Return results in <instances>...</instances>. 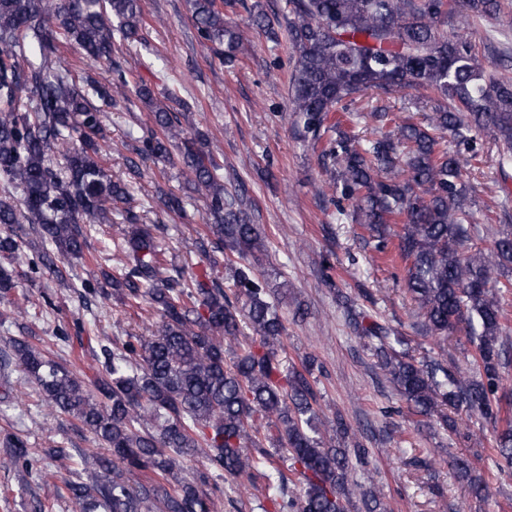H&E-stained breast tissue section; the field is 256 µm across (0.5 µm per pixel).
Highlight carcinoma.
Instances as JSON below:
<instances>
[{"instance_id":"cac0c4a2","label":"carcinoma","mask_w":512,"mask_h":512,"mask_svg":"<svg viewBox=\"0 0 512 512\" xmlns=\"http://www.w3.org/2000/svg\"><path fill=\"white\" fill-rule=\"evenodd\" d=\"M239 0H188L199 42L225 66L238 61L242 34L226 11ZM273 16L254 6L253 24L276 42L285 29L294 54L291 105L304 140L320 149L329 184L356 205L358 223L387 252L392 224L401 225L398 250L404 286L426 331L445 341L465 330L473 347L468 372L451 373L437 360L417 362L404 336L360 318L348 307L354 328L368 340L407 408L438 417L446 413L501 425L495 448L512 469V399L503 393L502 369L512 364L504 340L499 280L512 268V225L485 246L472 229L459 157L448 151L450 134L470 144L488 131L502 158L512 159V83L487 74L476 45L450 37L439 20L464 10L500 13L499 0H286ZM117 25H112V21ZM141 0H0V180L20 193L0 196V299L17 287L16 264L25 249L37 252L32 269L60 283L66 262L84 255L94 224L120 217L126 243L113 274L84 284L85 306L111 294L130 307L149 305L157 316L150 336H131L94 353L92 375L73 371L28 337L7 341L0 369L14 365L39 387L49 405L76 420L106 452L94 459L89 481H68L76 512H214L206 487L215 478H261L271 509L264 512H347L361 496L366 512H390L373 491L349 476L348 434L340 416L323 430L312 371L315 359L287 369V328L255 273L265 258L260 228L251 223L240 194L224 189L222 165L201 135L186 136L167 101L114 60L115 38L146 42ZM94 63L108 64L111 79H76L58 55L61 45ZM136 88L153 127L136 138L138 154L178 163L185 181L205 196V230L195 253L224 257L234 296L212 270L190 274L167 259L161 224H145L129 206L127 183L113 180L101 162L104 113L93 99L110 103ZM411 88L435 103L426 124H398L365 144L341 130L336 113L372 92L391 98ZM29 225V232L14 229ZM249 328L259 343L241 349L224 365L226 342ZM85 324L60 328L56 339L83 341ZM271 421L267 435L291 456L299 491L288 494L281 471L271 472L272 453L253 418ZM11 464L31 473L39 456L25 440L0 436ZM202 458L199 466L191 463ZM455 467L475 495L488 486Z\"/></svg>"}]
</instances>
